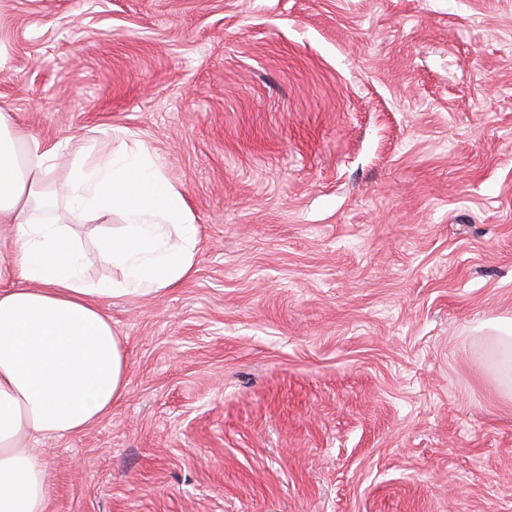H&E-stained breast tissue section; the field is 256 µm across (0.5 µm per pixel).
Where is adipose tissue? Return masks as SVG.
Returning a JSON list of instances; mask_svg holds the SVG:
<instances>
[{
    "mask_svg": "<svg viewBox=\"0 0 512 512\" xmlns=\"http://www.w3.org/2000/svg\"><path fill=\"white\" fill-rule=\"evenodd\" d=\"M112 137L115 150L72 161L66 219L45 221L35 210L58 150L0 113V220L12 225L20 281L0 290V512H48L38 442L81 433L125 395V351L104 298L157 293L194 267L198 227L182 191L127 129ZM112 214L122 222L101 234L99 248L121 277L94 283L71 227Z\"/></svg>",
    "mask_w": 512,
    "mask_h": 512,
    "instance_id": "obj_1",
    "label": "adipose tissue"
}]
</instances>
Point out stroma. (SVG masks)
<instances>
[{"instance_id":"1","label":"stroma","mask_w":512,"mask_h":512,"mask_svg":"<svg viewBox=\"0 0 512 512\" xmlns=\"http://www.w3.org/2000/svg\"><path fill=\"white\" fill-rule=\"evenodd\" d=\"M0 111L122 127L192 275L108 298L127 391L40 441L50 512H512V0H0ZM91 281L120 273L94 225ZM491 327L497 332L508 351L509 382L504 389L506 396L512 395V319H499Z\"/></svg>"}]
</instances>
